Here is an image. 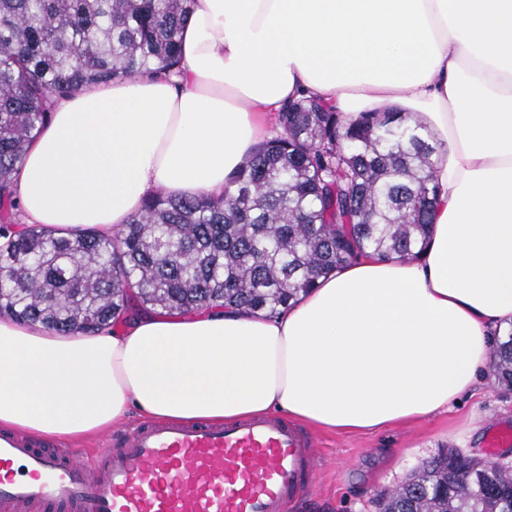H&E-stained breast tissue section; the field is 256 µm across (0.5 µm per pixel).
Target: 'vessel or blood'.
Here are the masks:
<instances>
[{"instance_id":"vessel-or-blood-1","label":"vessel or blood","mask_w":512,"mask_h":512,"mask_svg":"<svg viewBox=\"0 0 512 512\" xmlns=\"http://www.w3.org/2000/svg\"><path fill=\"white\" fill-rule=\"evenodd\" d=\"M317 454L276 417L148 423L93 464L0 431V512H288Z\"/></svg>"}]
</instances>
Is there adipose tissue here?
I'll return each mask as SVG.
<instances>
[{
    "label": "adipose tissue",
    "instance_id": "obj_1",
    "mask_svg": "<svg viewBox=\"0 0 512 512\" xmlns=\"http://www.w3.org/2000/svg\"><path fill=\"white\" fill-rule=\"evenodd\" d=\"M182 64L55 100L15 176L29 225L109 237L157 190L222 196L267 120L412 113L440 143L412 260L360 257L273 316L140 313L65 336L0 316V429L74 442L136 415L284 411L375 432L448 411L512 327V0H194Z\"/></svg>",
    "mask_w": 512,
    "mask_h": 512
}]
</instances>
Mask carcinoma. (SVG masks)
Here are the masks:
<instances>
[{"instance_id":"1","label":"carcinoma","mask_w":512,"mask_h":512,"mask_svg":"<svg viewBox=\"0 0 512 512\" xmlns=\"http://www.w3.org/2000/svg\"><path fill=\"white\" fill-rule=\"evenodd\" d=\"M193 0H0V236L12 230L15 175L52 98L89 84L171 72ZM440 145L403 112L302 98L281 112L224 197L152 194L110 238L55 237L36 225L0 246V314L73 336L129 311L192 314L212 306L274 315L317 279L370 250H423L436 203ZM494 378L512 387V331ZM379 512H512V471L441 453Z\"/></svg>"}]
</instances>
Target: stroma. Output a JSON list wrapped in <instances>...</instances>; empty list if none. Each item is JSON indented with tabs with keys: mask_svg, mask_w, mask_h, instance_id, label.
I'll return each mask as SVG.
<instances>
[{
	"mask_svg": "<svg viewBox=\"0 0 512 512\" xmlns=\"http://www.w3.org/2000/svg\"><path fill=\"white\" fill-rule=\"evenodd\" d=\"M512 429V388L493 377L447 413L374 433H340L304 427L318 450L315 486L289 512H377L379 494L402 485L440 452L457 449L482 459H512V443L489 449L495 431Z\"/></svg>",
	"mask_w": 512,
	"mask_h": 512,
	"instance_id": "obj_1",
	"label": "stroma"
}]
</instances>
